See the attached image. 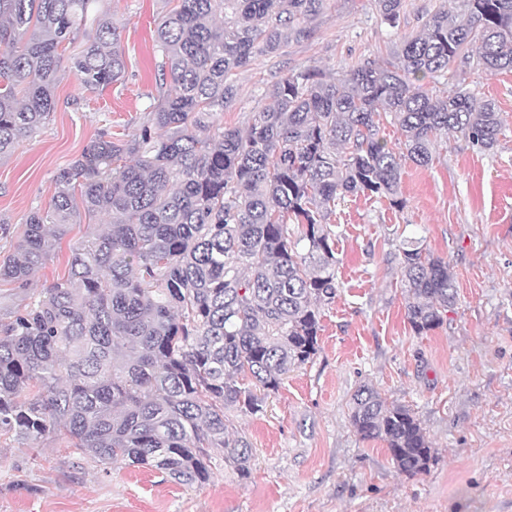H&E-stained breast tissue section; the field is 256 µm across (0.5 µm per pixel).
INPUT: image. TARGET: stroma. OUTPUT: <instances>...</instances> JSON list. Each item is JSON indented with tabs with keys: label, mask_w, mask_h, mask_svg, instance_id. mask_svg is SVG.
Wrapping results in <instances>:
<instances>
[{
	"label": "stroma",
	"mask_w": 512,
	"mask_h": 512,
	"mask_svg": "<svg viewBox=\"0 0 512 512\" xmlns=\"http://www.w3.org/2000/svg\"><path fill=\"white\" fill-rule=\"evenodd\" d=\"M105 6L120 27L125 79L89 93L61 69L42 131L0 157V258L12 253L30 212L48 206L58 170L101 132L133 133L162 93L155 36L169 0ZM455 6L404 0L392 29L375 0H329L307 37L234 75L237 94L217 122L247 128L287 70L335 75L388 53ZM466 83L505 120L497 146L481 151L442 136L432 164L403 167V208L363 195L337 201L330 229L338 292L321 308L317 355L288 373L264 412L229 414L253 448L250 479L225 465L219 449L210 482L189 488L126 461L99 465L64 439L0 437V512H512V73H475ZM86 229L71 225L34 288L66 275L69 246ZM404 240L447 260L457 287L447 322L424 335L406 319L393 259ZM364 384L415 412L434 451L427 473L399 474L384 442L354 432L350 402Z\"/></svg>",
	"instance_id": "stroma-1"
}]
</instances>
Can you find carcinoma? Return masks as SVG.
Instances as JSON below:
<instances>
[{
  "label": "carcinoma",
  "mask_w": 512,
  "mask_h": 512,
  "mask_svg": "<svg viewBox=\"0 0 512 512\" xmlns=\"http://www.w3.org/2000/svg\"><path fill=\"white\" fill-rule=\"evenodd\" d=\"M101 2L0 0V156L44 128L62 66L88 91L124 77L120 27ZM176 2L156 31L158 79L172 88L137 131L101 132L58 171L48 208L31 212L0 261V282L25 292L0 318V436L64 437L101 465L128 461L199 487L212 448L250 478L253 450L228 412H261L319 350L320 307L337 292L336 200L400 209L402 166L429 165L448 132L497 145L500 112L463 84L471 72H512V0H457L391 55L336 78L290 69L245 131L215 124L236 94L229 77L305 35L327 0ZM376 2L398 27L402 0ZM87 22L95 34L67 53ZM386 118L399 153L380 136ZM84 215L111 222L87 224L67 276L30 290ZM394 260L411 328L443 326L457 294L448 262L415 240ZM350 424L385 442L401 474L429 468L409 407L363 385Z\"/></svg>",
  "instance_id": "cac0c4a2"
}]
</instances>
